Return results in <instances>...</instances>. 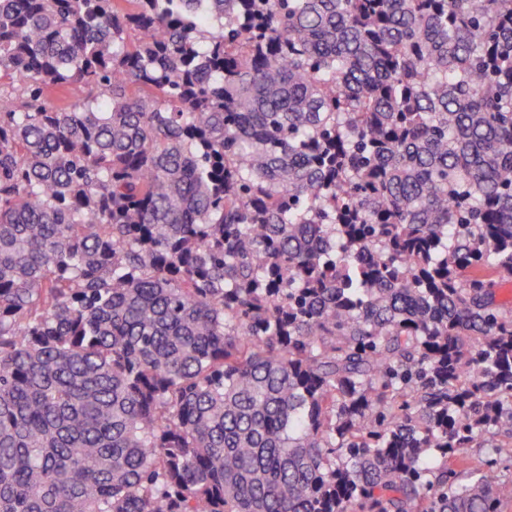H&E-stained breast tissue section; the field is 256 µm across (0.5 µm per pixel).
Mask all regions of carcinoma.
<instances>
[{
	"label": "carcinoma",
	"instance_id": "carcinoma-1",
	"mask_svg": "<svg viewBox=\"0 0 512 512\" xmlns=\"http://www.w3.org/2000/svg\"><path fill=\"white\" fill-rule=\"evenodd\" d=\"M511 282L512 0H0V512H501Z\"/></svg>",
	"mask_w": 512,
	"mask_h": 512
}]
</instances>
